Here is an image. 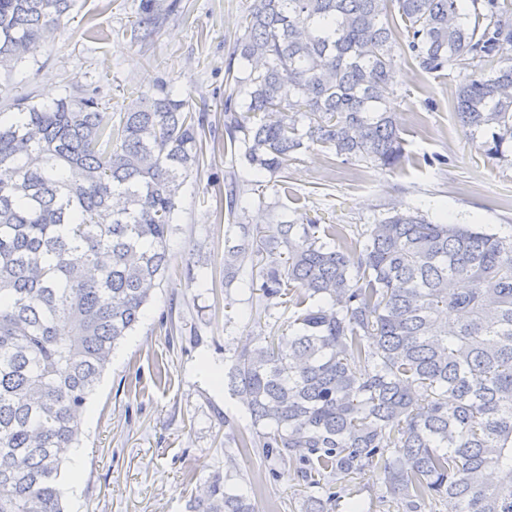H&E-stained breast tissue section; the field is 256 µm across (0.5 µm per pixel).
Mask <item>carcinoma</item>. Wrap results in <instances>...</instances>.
I'll return each instance as SVG.
<instances>
[{
    "mask_svg": "<svg viewBox=\"0 0 512 512\" xmlns=\"http://www.w3.org/2000/svg\"><path fill=\"white\" fill-rule=\"evenodd\" d=\"M75 0H0L11 76ZM255 0L227 75L224 132L258 177L304 141L395 167V51L468 71L454 111L491 159L512 156V0ZM293 86L290 100L284 84ZM309 119L298 128L297 115ZM203 112L168 85L114 119L69 89L0 111V512H65L58 477L117 346L166 278L177 202L199 169ZM224 251V285L261 253L266 304L291 292L288 331L224 368L267 462L338 480L383 448L406 512H512V237L397 211L361 244L345 224H269ZM215 480L189 512H256Z\"/></svg>",
    "mask_w": 512,
    "mask_h": 512,
    "instance_id": "carcinoma-1",
    "label": "carcinoma"
}]
</instances>
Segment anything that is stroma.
Segmentation results:
<instances>
[{
	"label": "stroma",
	"instance_id": "1",
	"mask_svg": "<svg viewBox=\"0 0 512 512\" xmlns=\"http://www.w3.org/2000/svg\"><path fill=\"white\" fill-rule=\"evenodd\" d=\"M254 2L156 0L153 22L145 25L141 0H76L69 21L17 65L13 79L0 78V101L49 102L76 83L97 90L115 114L132 93L153 91L163 80L211 122L203 162L180 192L170 277L115 350L83 413L71 460L79 478L60 485L67 512H187L190 498L224 475L235 487H260L258 512H305L314 489L295 464L238 457L235 441L250 432L249 416L210 374L292 315L284 304L257 311L258 291L239 280L225 284L224 250L243 232L281 221L345 224L361 241L392 209L416 207L435 222L512 235V160L486 157L457 119L452 100L462 70L427 73L401 51L390 97L405 142L400 165L382 170L347 162L313 144L282 173L249 185L240 147L224 133V90L227 61ZM234 175L248 188L232 211L226 184ZM326 484L338 492L328 512H349L354 503L363 512H405L382 467Z\"/></svg>",
	"mask_w": 512,
	"mask_h": 512
}]
</instances>
